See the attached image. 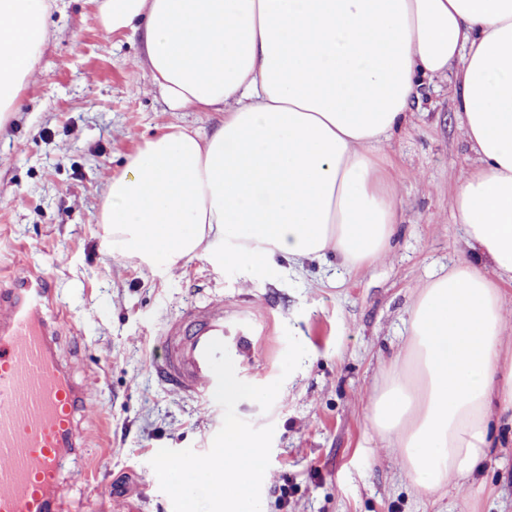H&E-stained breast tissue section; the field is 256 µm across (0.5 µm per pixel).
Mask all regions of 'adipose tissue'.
I'll return each instance as SVG.
<instances>
[{
	"instance_id": "ef3b65f1",
	"label": "adipose tissue",
	"mask_w": 512,
	"mask_h": 512,
	"mask_svg": "<svg viewBox=\"0 0 512 512\" xmlns=\"http://www.w3.org/2000/svg\"><path fill=\"white\" fill-rule=\"evenodd\" d=\"M48 0H0V126L34 70ZM115 36L175 110L220 112L209 136L165 125L106 186L112 249L177 270L232 243L245 275L274 257L386 258L397 172L380 146L421 87L454 74L475 157L452 197L470 254L418 288L404 354L367 399L372 431L419 489L474 475L512 426V0H108Z\"/></svg>"
}]
</instances>
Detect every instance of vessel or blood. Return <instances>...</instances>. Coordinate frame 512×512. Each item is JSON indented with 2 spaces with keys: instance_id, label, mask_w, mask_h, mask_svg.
Here are the masks:
<instances>
[{
  "instance_id": "b4317fda",
  "label": "vessel or blood",
  "mask_w": 512,
  "mask_h": 512,
  "mask_svg": "<svg viewBox=\"0 0 512 512\" xmlns=\"http://www.w3.org/2000/svg\"><path fill=\"white\" fill-rule=\"evenodd\" d=\"M51 299L49 281L24 263L0 282V512H77L58 486L65 460L83 441L75 415L84 392L55 355L58 329L43 314ZM256 317L220 297L188 307L164 325L153 371L182 396L210 405L217 380L208 343L223 341L242 368L252 361Z\"/></svg>"
}]
</instances>
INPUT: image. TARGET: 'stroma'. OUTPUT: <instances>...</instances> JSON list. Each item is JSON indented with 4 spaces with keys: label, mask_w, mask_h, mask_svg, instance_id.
I'll return each instance as SVG.
<instances>
[{
    "label": "stroma",
    "mask_w": 512,
    "mask_h": 512,
    "mask_svg": "<svg viewBox=\"0 0 512 512\" xmlns=\"http://www.w3.org/2000/svg\"><path fill=\"white\" fill-rule=\"evenodd\" d=\"M103 0H50L35 70L0 128V264L15 255L49 280L60 321L58 357L85 391L81 457L62 494L86 512H172L150 465L163 447L210 450L223 410L168 391L151 369L164 323L187 304L220 296L263 317L244 382L282 380L269 411L236 406L253 427L273 426L261 486L264 512H512V437L460 487L433 498L373 437L366 401L403 352L418 287L462 256L452 195L473 164L448 79L408 108L384 150L396 165L398 219L389 256L356 273L283 258L247 276L226 244L185 259L116 254L99 222L105 188L162 125L212 134L220 112L171 110L140 60L141 37H114ZM305 347L282 376L286 332Z\"/></svg>",
    "instance_id": "obj_1"
}]
</instances>
